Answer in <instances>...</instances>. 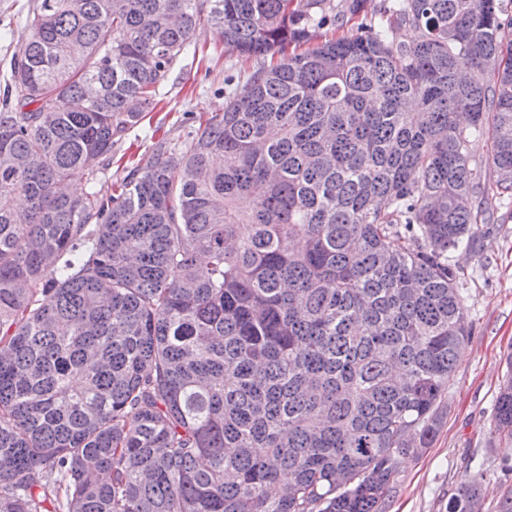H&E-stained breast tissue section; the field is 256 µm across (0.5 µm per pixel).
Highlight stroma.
Segmentation results:
<instances>
[{"label":"stroma","mask_w":512,"mask_h":512,"mask_svg":"<svg viewBox=\"0 0 512 512\" xmlns=\"http://www.w3.org/2000/svg\"><path fill=\"white\" fill-rule=\"evenodd\" d=\"M32 0H0V88L27 42L24 29ZM197 56H185L160 91L161 102L114 149L119 158L143 152L152 139H184L199 118L224 109V75L235 56L226 52L215 27L201 25ZM481 251L454 253L465 278L458 285L473 334L458 357L445 402L444 425L431 448L400 459L401 482L386 512H447L448 500L465 475L467 462L499 473L511 458L505 448L485 445L494 400L502 381V352L512 345V218L488 224Z\"/></svg>","instance_id":"obj_1"}]
</instances>
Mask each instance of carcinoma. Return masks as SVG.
<instances>
[{
	"label": "carcinoma",
	"instance_id": "obj_1",
	"mask_svg": "<svg viewBox=\"0 0 512 512\" xmlns=\"http://www.w3.org/2000/svg\"><path fill=\"white\" fill-rule=\"evenodd\" d=\"M363 9L33 0L0 96V512H385L471 335L451 254L512 208V0ZM204 22L252 71L102 193Z\"/></svg>",
	"mask_w": 512,
	"mask_h": 512
}]
</instances>
